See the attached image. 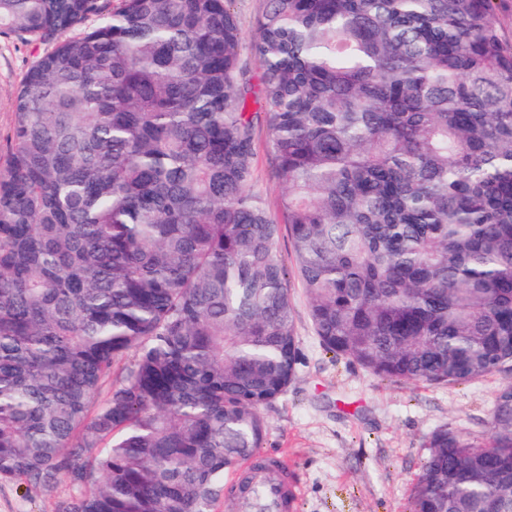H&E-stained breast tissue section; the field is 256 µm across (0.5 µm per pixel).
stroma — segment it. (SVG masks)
Wrapping results in <instances>:
<instances>
[{
    "mask_svg": "<svg viewBox=\"0 0 512 512\" xmlns=\"http://www.w3.org/2000/svg\"><path fill=\"white\" fill-rule=\"evenodd\" d=\"M264 0H234L241 25V58L257 78L252 53L255 25ZM48 43H27L0 34V166L7 159L13 102L29 66L51 51ZM256 187L270 211L284 189L268 153V131H255ZM303 363L286 394L262 410V451L282 456L301 488L299 512H407L426 443L448 427L486 438L500 376L455 386L383 381L358 364L327 352L308 318L299 281L291 283ZM68 480L31 496L14 483L0 484V512H56L69 497Z\"/></svg>",
    "mask_w": 512,
    "mask_h": 512,
    "instance_id": "obj_1",
    "label": "stroma"
}]
</instances>
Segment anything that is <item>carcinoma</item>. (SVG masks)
Segmentation results:
<instances>
[{
	"label": "carcinoma",
	"mask_w": 512,
	"mask_h": 512,
	"mask_svg": "<svg viewBox=\"0 0 512 512\" xmlns=\"http://www.w3.org/2000/svg\"><path fill=\"white\" fill-rule=\"evenodd\" d=\"M495 0H0L28 69L0 170V482L57 512H214L300 364L505 379L409 512H512V41ZM285 183L255 188V126ZM233 6L241 25V58L246 64L247 76L256 83L260 67L251 48L255 39L256 20L263 11L265 2L264 0H234Z\"/></svg>",
	"instance_id": "cac0c4a2"
}]
</instances>
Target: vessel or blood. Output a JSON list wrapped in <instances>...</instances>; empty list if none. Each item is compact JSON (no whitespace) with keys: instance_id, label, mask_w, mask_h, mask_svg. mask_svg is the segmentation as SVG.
<instances>
[{"instance_id":"b4317fda","label":"vessel or blood","mask_w":512,"mask_h":512,"mask_svg":"<svg viewBox=\"0 0 512 512\" xmlns=\"http://www.w3.org/2000/svg\"><path fill=\"white\" fill-rule=\"evenodd\" d=\"M252 484V491L243 493L240 512H296L299 505L298 489L284 463L265 455L261 460L242 464Z\"/></svg>"}]
</instances>
